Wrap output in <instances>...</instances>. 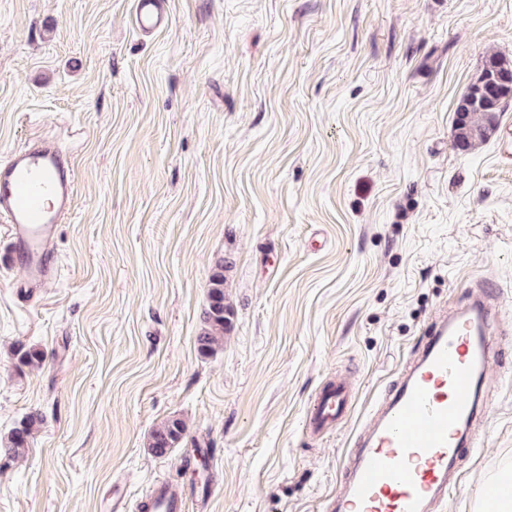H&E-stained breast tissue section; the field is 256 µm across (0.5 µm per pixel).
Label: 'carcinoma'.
Segmentation results:
<instances>
[{"label": "carcinoma", "instance_id": "cac0c4a2", "mask_svg": "<svg viewBox=\"0 0 512 512\" xmlns=\"http://www.w3.org/2000/svg\"><path fill=\"white\" fill-rule=\"evenodd\" d=\"M502 57L490 54L485 59L482 71L489 73L490 80L482 87L467 93L458 101L455 109L454 141L463 150L472 149L496 132L508 100L512 99V83L504 86L497 80L501 73L499 61ZM224 263L220 262L213 270L208 287V307L205 311V326L196 336V346L200 355L211 356L221 344L224 332L230 327V309L224 303ZM17 355L21 364L33 367L43 362L44 353L37 348L18 347ZM42 423L37 413L27 415L7 436L0 439V457L15 460L28 451L33 433ZM187 426L180 417H170L157 425L150 433L147 451L154 457H166L181 443Z\"/></svg>", "mask_w": 512, "mask_h": 512}]
</instances>
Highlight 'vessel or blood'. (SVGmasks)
Listing matches in <instances>:
<instances>
[{"label":"vessel or blood","instance_id":"obj_1","mask_svg":"<svg viewBox=\"0 0 512 512\" xmlns=\"http://www.w3.org/2000/svg\"><path fill=\"white\" fill-rule=\"evenodd\" d=\"M134 21L144 33L166 28L162 0H135ZM76 191L75 168L57 140L29 141L0 162V222L8 227L13 255L27 285L55 279L52 248ZM495 311L483 294L463 309L437 318L417 357L376 412L373 426L350 452L348 481L330 502L331 512H429L460 480L452 467L473 447L479 414L476 393L487 379L488 334ZM351 394L329 383L315 399L309 423L328 429L348 410ZM139 512H182L180 493L154 481Z\"/></svg>","mask_w":512,"mask_h":512}]
</instances>
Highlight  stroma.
Wrapping results in <instances>:
<instances>
[{
	"label": "stroma",
	"mask_w": 512,
	"mask_h": 512,
	"mask_svg": "<svg viewBox=\"0 0 512 512\" xmlns=\"http://www.w3.org/2000/svg\"><path fill=\"white\" fill-rule=\"evenodd\" d=\"M0 0V161L56 136L74 209L56 279L31 292L0 224V512L135 507L158 478L183 512H325L346 454L443 310L487 280L488 410L434 512H494L512 467V101L464 151L455 106L512 60V0ZM231 327L201 356L208 281ZM44 353L19 363L18 346ZM353 399L328 432L311 402ZM177 416L186 435L146 443ZM134 3V21L141 32L153 33L168 26L169 15L162 0H136ZM351 393L340 382L329 383L315 399L309 423L316 431L328 429L349 409ZM43 419L38 413H30L14 427L7 436L0 439V457L15 460L28 451V444L33 433ZM187 426L180 417H170L157 425L150 433L147 451L154 457H166L177 448L186 434Z\"/></svg>",
	"instance_id": "stroma-1"
}]
</instances>
